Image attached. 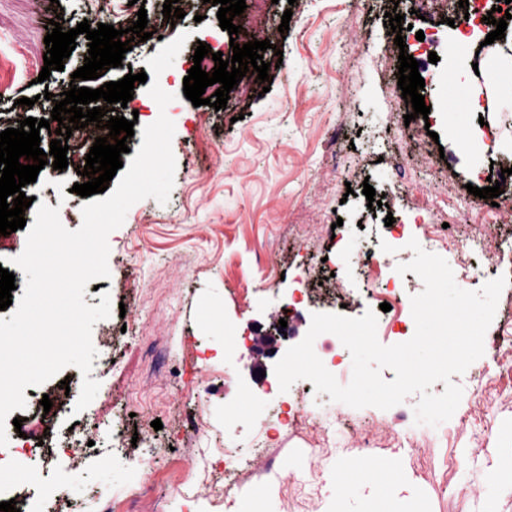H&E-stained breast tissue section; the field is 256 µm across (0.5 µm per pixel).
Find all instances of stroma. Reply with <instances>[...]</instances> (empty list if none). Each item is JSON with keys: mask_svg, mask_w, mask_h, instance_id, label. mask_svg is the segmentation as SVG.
Returning <instances> with one entry per match:
<instances>
[{"mask_svg": "<svg viewBox=\"0 0 512 512\" xmlns=\"http://www.w3.org/2000/svg\"><path fill=\"white\" fill-rule=\"evenodd\" d=\"M165 0H146L152 37L134 42L122 66L88 81L91 89L140 73L163 43L186 35L171 67L159 77L175 94L166 108L175 125L176 160L167 204L135 203L108 236L109 277L95 279L84 300L96 306L101 293L124 303L109 318L126 338L108 339L93 328L94 345L111 344L114 362L92 369L99 390L84 410L59 400L60 379L37 386L20 415V432L9 446L32 458L37 484L22 495L59 489L55 512H512V357L500 356L502 329L512 320V283L505 286L484 339V354L454 383L463 389L450 420L438 427L414 422L416 396L391 409H354L316 394L296 381L275 402L251 399L277 385L276 359L264 334L286 321L288 345L306 335L314 313L362 316L383 301L379 280H364L358 257L386 236V216L412 224L417 212L447 224L463 239L481 228L487 239L512 238L490 200L469 194L484 187L478 172L490 164L512 165V91L503 90L493 111L470 102L478 92L473 66L485 80L499 79L488 49L454 69L447 59L432 65L423 94L428 117L413 116L398 82L399 49L387 12L404 15L416 31L438 28L453 37L449 22L462 8L435 0L429 20L414 15V0H271L262 19L252 10L234 18L242 34L222 30L215 6L182 0L185 16L165 20ZM65 29L89 21L127 28L125 0H0V132L22 119L50 118L54 95L68 90L71 75L88 54L85 35L46 83L37 78L47 51L44 38L55 8ZM286 32L278 27L285 10ZM263 26L272 47L270 87L246 74L252 91L231 94L222 110L193 106L183 79L199 42L223 58L244 44V31ZM358 33L360 49L349 38ZM282 64H275V51ZM51 99H43V92ZM33 106L20 105V98ZM341 131L329 147L332 131ZM473 134L499 141L493 154L462 143ZM403 161L412 195L392 198L395 163ZM81 177L45 165L26 196L59 211L71 230L82 223L84 197L72 190ZM371 185L385 205L371 210L363 193ZM462 214L473 216L459 223ZM279 280L268 283L270 268ZM53 399L44 409L42 397ZM304 401L311 417L284 424L279 406ZM161 430H154V420ZM201 431H194V424ZM119 429L123 450L101 462L97 449ZM375 433L364 449V429ZM93 440L77 450L76 434ZM234 448L239 470L224 473L223 445ZM155 455L148 474L139 457ZM391 464L397 482L371 492L367 481L380 463ZM230 486L221 506L201 495L204 480ZM147 483L148 494L126 502L128 489Z\"/></svg>", "mask_w": 512, "mask_h": 512, "instance_id": "obj_1", "label": "stroma"}]
</instances>
